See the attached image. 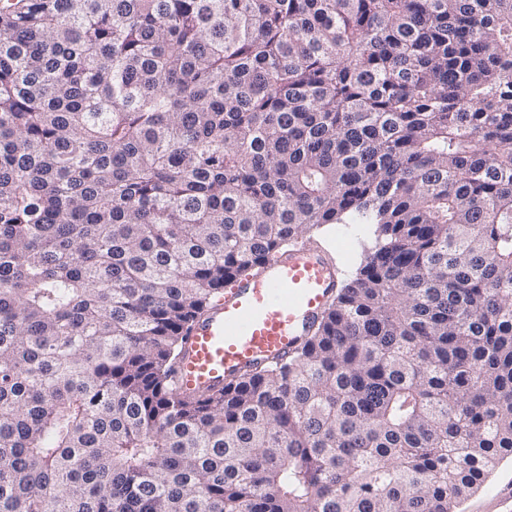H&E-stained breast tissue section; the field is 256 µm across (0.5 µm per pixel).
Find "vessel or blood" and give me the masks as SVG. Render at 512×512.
Instances as JSON below:
<instances>
[{
	"mask_svg": "<svg viewBox=\"0 0 512 512\" xmlns=\"http://www.w3.org/2000/svg\"><path fill=\"white\" fill-rule=\"evenodd\" d=\"M335 290V268L308 243L276 254L191 324L176 368L179 392L217 391L248 370L287 361Z\"/></svg>",
	"mask_w": 512,
	"mask_h": 512,
	"instance_id": "b4317fda",
	"label": "vessel or blood"
}]
</instances>
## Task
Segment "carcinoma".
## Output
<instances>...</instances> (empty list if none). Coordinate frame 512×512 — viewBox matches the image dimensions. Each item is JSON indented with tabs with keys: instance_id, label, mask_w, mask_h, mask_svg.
Listing matches in <instances>:
<instances>
[{
	"instance_id": "cac0c4a2",
	"label": "carcinoma",
	"mask_w": 512,
	"mask_h": 512,
	"mask_svg": "<svg viewBox=\"0 0 512 512\" xmlns=\"http://www.w3.org/2000/svg\"><path fill=\"white\" fill-rule=\"evenodd\" d=\"M302 347L176 392L303 233ZM512 459V0H0V512H456ZM376 226L355 216L313 228L287 250L236 281L189 327L176 368L181 394L221 390L244 372L288 361L321 320L336 290L350 281L377 243ZM308 242V243H305Z\"/></svg>"
}]
</instances>
